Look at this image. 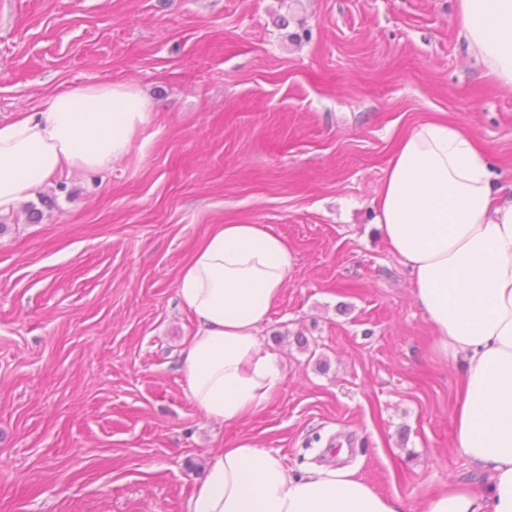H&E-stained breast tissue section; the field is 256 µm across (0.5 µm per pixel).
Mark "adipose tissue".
Here are the masks:
<instances>
[{"mask_svg": "<svg viewBox=\"0 0 512 512\" xmlns=\"http://www.w3.org/2000/svg\"><path fill=\"white\" fill-rule=\"evenodd\" d=\"M455 22L469 53L512 88V0H457ZM145 92L129 84L57 90L36 112L0 122V216L72 172H101L132 150L150 116ZM385 241L412 275L413 295L446 359L465 369L453 446L485 474L450 483L421 512H512V199L495 201L487 153L459 130L426 121L391 158L376 203ZM295 258L259 224H217L178 278L195 321L180 373L207 419L234 424L265 406L283 380L260 331ZM188 512H405L354 470L289 474L282 460L239 439L214 453Z\"/></svg>", "mask_w": 512, "mask_h": 512, "instance_id": "obj_1", "label": "adipose tissue"}]
</instances>
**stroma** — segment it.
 Listing matches in <instances>:
<instances>
[{
	"label": "stroma",
	"mask_w": 512,
	"mask_h": 512,
	"mask_svg": "<svg viewBox=\"0 0 512 512\" xmlns=\"http://www.w3.org/2000/svg\"><path fill=\"white\" fill-rule=\"evenodd\" d=\"M455 0H0V120L56 89L154 107L111 170L0 219V512H187L245 438L291 473L348 467L420 507L482 475L453 447L462 367L439 357L373 219L399 140L439 119L512 183V89L467 52ZM216 224L296 263L260 339L283 382L208 421L179 361L177 280Z\"/></svg>",
	"instance_id": "stroma-1"
}]
</instances>
